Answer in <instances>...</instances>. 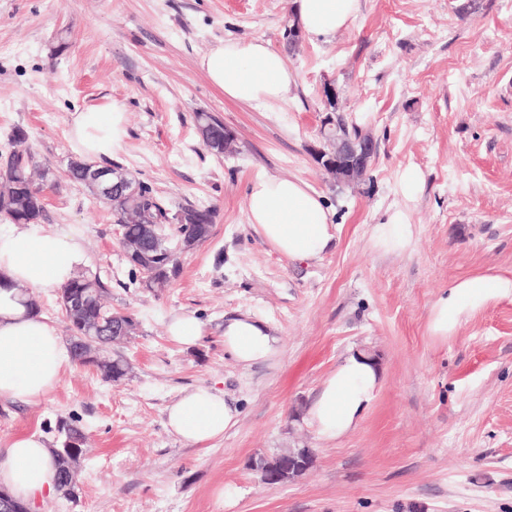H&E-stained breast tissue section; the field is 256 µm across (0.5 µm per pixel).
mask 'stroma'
Returning <instances> with one entry per match:
<instances>
[{
  "mask_svg": "<svg viewBox=\"0 0 512 512\" xmlns=\"http://www.w3.org/2000/svg\"><path fill=\"white\" fill-rule=\"evenodd\" d=\"M292 22V0H0V164L19 127L63 172L73 112L117 101L127 136L113 164L166 205L217 210L210 239L154 292L132 284L106 205L65 182L46 191L41 226L79 232L82 273L101 276L139 332L119 347L125 379L71 364L43 397L0 404V448L32 433L57 446L55 426L72 416L88 436L76 497L33 512H512V297L448 339L428 330L458 280L512 276V0H360L345 28L291 49ZM224 39L281 53L296 75L287 96L226 98L199 66ZM328 79L343 118L378 142L355 185H337L312 152ZM201 111L235 132L236 153L205 148ZM409 169L420 175L410 195ZM260 176L324 197L334 241L320 258L288 259L249 224ZM395 220L410 246L377 249L374 226ZM175 314L200 321L195 348L168 335ZM242 316L272 329L274 357L244 367L226 350L224 326ZM350 349L377 360L381 386L356 429L326 441L307 411ZM197 387L238 411L204 446L165 426ZM284 448L313 449L314 463L267 488L251 461Z\"/></svg>",
  "mask_w": 512,
  "mask_h": 512,
  "instance_id": "1",
  "label": "stroma"
}]
</instances>
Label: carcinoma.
<instances>
[{"mask_svg":"<svg viewBox=\"0 0 512 512\" xmlns=\"http://www.w3.org/2000/svg\"><path fill=\"white\" fill-rule=\"evenodd\" d=\"M203 142L215 155L224 154V123L208 112L195 113ZM70 184L96 195L87 182L85 168L78 163L66 166ZM135 195L115 193L104 199L114 223L121 228L125 243L141 248L138 264L130 273L149 290L167 287L180 273L179 254L194 250L212 235L216 218L213 207L179 205L168 208L152 187L139 182ZM59 186L53 169L41 165L29 151L12 152L0 168V211L14 221H39L45 211L43 188ZM106 288L98 276H78L59 289V304L69 329L74 333L69 345L71 362L100 373L106 382H118L127 374V362L112 356V327L134 324V317L114 312L104 303ZM56 469V491L65 498L76 497L75 475L62 469L52 454Z\"/></svg>","mask_w":512,"mask_h":512,"instance_id":"obj_1","label":"carcinoma"}]
</instances>
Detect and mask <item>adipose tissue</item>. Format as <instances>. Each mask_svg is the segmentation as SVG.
<instances>
[{
    "label": "adipose tissue",
    "instance_id": "1",
    "mask_svg": "<svg viewBox=\"0 0 512 512\" xmlns=\"http://www.w3.org/2000/svg\"><path fill=\"white\" fill-rule=\"evenodd\" d=\"M293 9L300 30L319 40L347 26L357 13L358 0H293ZM200 67L226 98L243 103L285 98L295 82L282 55L257 40L218 41L201 58ZM126 134L125 108L115 102L75 112L69 138L79 158L100 161L120 149ZM247 215L267 243L291 260L318 258L334 239L322 196L296 179L253 181ZM85 262L76 232L50 233L36 224L0 228V401L28 402L59 383L64 340L52 323L31 313L26 302L42 290L62 287ZM505 296H512V278L474 275L456 282L432 307V337L447 339L462 316ZM224 345L246 367L278 351L270 328L247 316L225 326ZM380 384L376 360L348 350L307 412L319 437L334 440L355 430ZM236 416L220 391L199 387L168 407L166 426L182 440L199 445L223 436ZM0 487L27 502L54 491L52 454L42 437L21 434L0 448Z\"/></svg>",
    "mask_w": 512,
    "mask_h": 512
}]
</instances>
